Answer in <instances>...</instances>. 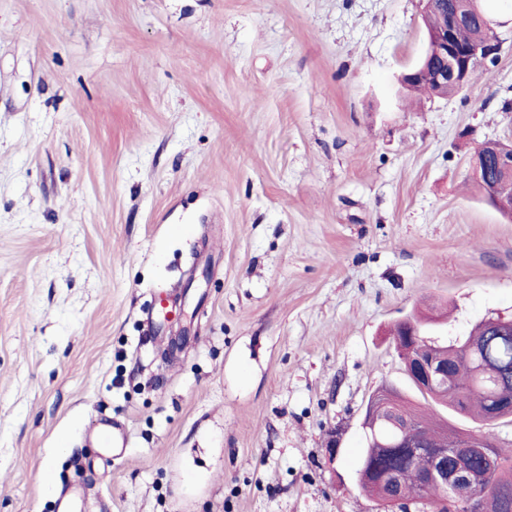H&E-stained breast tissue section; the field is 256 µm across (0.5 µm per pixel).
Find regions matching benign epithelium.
<instances>
[{"label":"benign epithelium","mask_w":512,"mask_h":512,"mask_svg":"<svg viewBox=\"0 0 512 512\" xmlns=\"http://www.w3.org/2000/svg\"><path fill=\"white\" fill-rule=\"evenodd\" d=\"M425 14H441L445 22L438 28H428L429 48L422 60L403 76V83L412 86L422 74H431L439 88L453 86L459 90L466 87L470 71L482 68L491 71L498 63L504 39L497 31V23L489 17L481 0H423ZM475 19L485 29L482 40L462 45L456 37V29L463 21ZM476 154L491 157L495 174L490 181L489 194L495 198L502 192H512V143L486 141L479 145ZM399 325L407 328L404 341H395L403 360L407 376L416 387L426 393L439 382L448 380V363L438 358L434 343L419 336L415 322L404 319ZM384 411L391 412L395 419L392 438L382 441L375 427L377 417ZM363 427L366 441L383 448H399L400 456L393 459L383 470V481L388 484V502L399 501L397 494L400 482V458L422 456L427 466L420 473L423 488L439 487L447 494L446 504L454 512H484L485 497L480 493L482 474L493 467L492 457L483 450L485 443L479 434L473 433L465 439L466 453L448 448H436L427 444L422 436L411 430L407 418L400 412L398 396L390 388L377 390L369 398L365 410Z\"/></svg>","instance_id":"benign-epithelium-1"}]
</instances>
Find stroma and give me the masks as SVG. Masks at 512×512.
<instances>
[{"label": "stroma", "instance_id": "35a3bbf8", "mask_svg": "<svg viewBox=\"0 0 512 512\" xmlns=\"http://www.w3.org/2000/svg\"><path fill=\"white\" fill-rule=\"evenodd\" d=\"M422 11L0 0V512H379L366 403L422 399L393 325L512 317V219L468 171L512 141V11L446 98L399 83ZM98 443L102 451V455L107 460L120 458L124 455L127 447V438L124 433L118 431L115 427L108 424L98 431Z\"/></svg>", "mask_w": 512, "mask_h": 512}]
</instances>
